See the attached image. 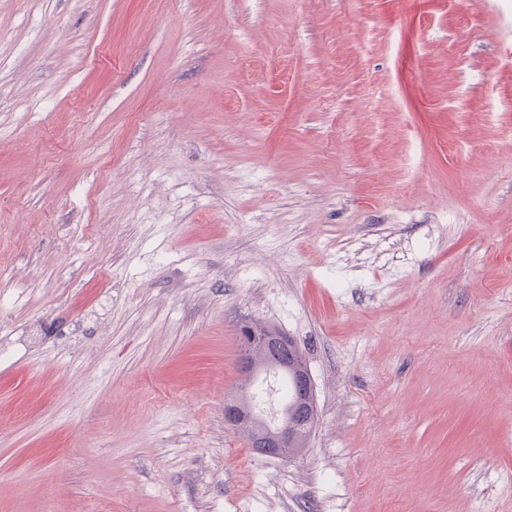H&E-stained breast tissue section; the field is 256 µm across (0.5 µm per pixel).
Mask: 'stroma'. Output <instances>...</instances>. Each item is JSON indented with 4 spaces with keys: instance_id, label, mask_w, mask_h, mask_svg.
Segmentation results:
<instances>
[{
    "instance_id": "stroma-1",
    "label": "stroma",
    "mask_w": 512,
    "mask_h": 512,
    "mask_svg": "<svg viewBox=\"0 0 512 512\" xmlns=\"http://www.w3.org/2000/svg\"><path fill=\"white\" fill-rule=\"evenodd\" d=\"M0 342V512H512V0H0ZM280 354L284 357H288V363L291 367L288 368V364L280 360L278 357L273 358L272 363L274 366L287 370V374L280 375L281 384L284 389V395L282 398L281 407L279 409V415L284 411L288 410V414L297 416L300 418L304 415L307 418L309 413L312 414V419L300 430L298 441L295 445L297 433L299 432V426L294 419L288 420V416L279 421L276 431L267 436L258 437L252 441L251 447L255 449L258 454L264 456H277L282 452L283 458H290L298 456L303 449L306 447L307 440L310 436L314 418L315 409L313 398L309 400V405L306 399L297 393L293 386V374L299 370L307 371L306 360L303 352L300 348L294 344L291 348H284L280 351ZM293 445L288 448V446ZM254 383L253 380H243L240 387V393L233 397L237 404V406L245 411V416L239 421L240 413L238 409L234 406H231V401H225L224 403V420L228 424H234L238 430L243 432L248 441H251L256 436L267 434L270 431L275 429V423L272 418H268L258 411H256L255 407V386H252Z\"/></svg>"
}]
</instances>
